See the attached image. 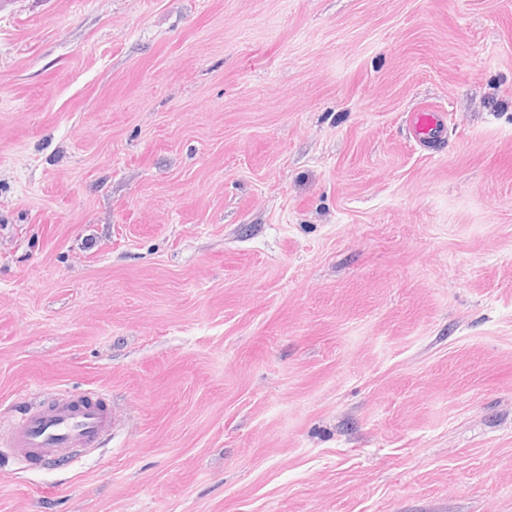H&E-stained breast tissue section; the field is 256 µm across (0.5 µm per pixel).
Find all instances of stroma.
I'll list each match as a JSON object with an SVG mask.
<instances>
[{"label":"stroma","mask_w":512,"mask_h":512,"mask_svg":"<svg viewBox=\"0 0 512 512\" xmlns=\"http://www.w3.org/2000/svg\"><path fill=\"white\" fill-rule=\"evenodd\" d=\"M90 392L0 512H512V0H0V432ZM439 113L429 108H421L411 113L409 121L414 140L422 143L431 142L436 138L441 128ZM114 425L110 409L98 400L59 395L23 414L6 445L22 463H64L73 448L94 445Z\"/></svg>","instance_id":"1"}]
</instances>
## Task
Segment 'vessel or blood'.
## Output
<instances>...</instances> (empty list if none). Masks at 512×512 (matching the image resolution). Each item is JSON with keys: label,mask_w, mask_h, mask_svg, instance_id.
<instances>
[{"label": "vessel or blood", "mask_w": 512, "mask_h": 512, "mask_svg": "<svg viewBox=\"0 0 512 512\" xmlns=\"http://www.w3.org/2000/svg\"><path fill=\"white\" fill-rule=\"evenodd\" d=\"M414 140L429 142L441 128L438 112L422 108L411 113ZM115 420L101 402L83 397L59 395L31 407L7 435L6 445L20 462L30 465L64 463L72 449L94 445Z\"/></svg>", "instance_id": "b4317fda"}]
</instances>
